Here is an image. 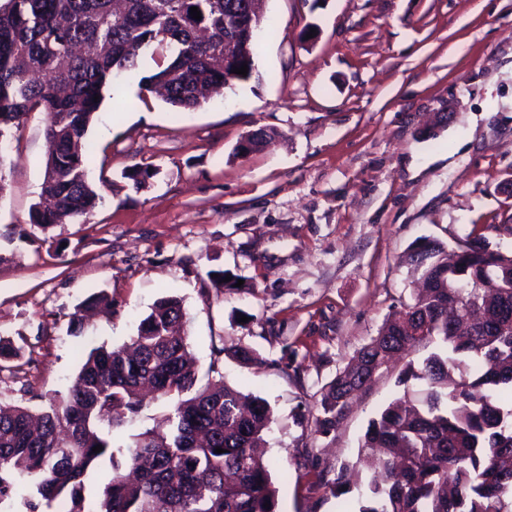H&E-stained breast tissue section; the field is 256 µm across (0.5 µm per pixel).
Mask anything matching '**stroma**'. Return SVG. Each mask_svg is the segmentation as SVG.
I'll return each mask as SVG.
<instances>
[{
	"label": "stroma",
	"instance_id": "obj_1",
	"mask_svg": "<svg viewBox=\"0 0 512 512\" xmlns=\"http://www.w3.org/2000/svg\"><path fill=\"white\" fill-rule=\"evenodd\" d=\"M259 76L186 112L143 90V58L88 133L101 203L83 223L40 228L46 116L11 141L0 194V338L26 363L0 372V402L68 394L85 355L119 347L152 304L182 299L199 383L213 346L226 385L268 401L266 459L280 512H357L315 487L352 460L394 398L398 368L322 437L307 413L413 289L421 238L455 248L473 225L512 224V0H268ZM277 134L235 155L258 128ZM151 166L136 188L127 174ZM239 286L216 292L208 271ZM105 293L111 313L76 325ZM256 355L244 363L240 345Z\"/></svg>",
	"mask_w": 512,
	"mask_h": 512
}]
</instances>
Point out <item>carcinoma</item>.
<instances>
[{
	"label": "carcinoma",
	"instance_id": "cac0c4a2",
	"mask_svg": "<svg viewBox=\"0 0 512 512\" xmlns=\"http://www.w3.org/2000/svg\"><path fill=\"white\" fill-rule=\"evenodd\" d=\"M274 27L263 0H0V195L12 129L40 111L49 152L29 221L46 228L89 216L101 197L87 179V133L104 90L148 53L155 70L144 89L193 111L258 76L260 32ZM244 64L247 75L233 73ZM407 260L421 287L322 389L315 432L335 431L354 392L396 358L434 349L400 372L404 393L369 422L355 460L317 484L340 495L346 472L371 464L358 512H512V330L496 332L512 320V250L469 232L451 255L424 239ZM406 316L423 335L404 333ZM185 322L182 302L161 298L129 344L87 354L67 396L0 406V505L22 489L25 512H54L61 497L86 512L85 478L106 458L112 478L94 512H278L279 489L256 452L272 409L220 378L197 385ZM19 358L0 340V371ZM143 388L176 399L165 428L115 448L102 424L139 417Z\"/></svg>",
	"mask_w": 512,
	"mask_h": 512
}]
</instances>
